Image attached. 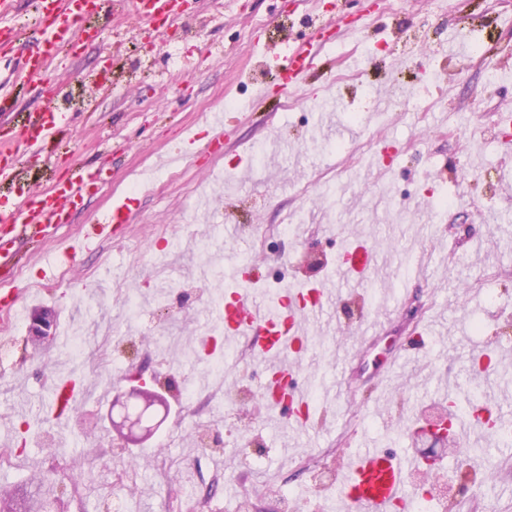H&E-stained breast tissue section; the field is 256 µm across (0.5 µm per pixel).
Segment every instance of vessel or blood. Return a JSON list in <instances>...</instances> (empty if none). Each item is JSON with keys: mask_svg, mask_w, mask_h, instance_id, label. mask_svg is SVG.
<instances>
[{"mask_svg": "<svg viewBox=\"0 0 512 512\" xmlns=\"http://www.w3.org/2000/svg\"><path fill=\"white\" fill-rule=\"evenodd\" d=\"M33 21L40 29L35 41L25 39L27 23L15 15V0H0V65L8 76L36 84L50 82L62 51L79 48L87 39L86 18L92 13L123 12L138 21L142 33L165 40L168 28L181 16L179 0H31ZM316 57L312 49L299 46L285 56L277 71L280 88L297 87ZM67 113L46 106L21 132L19 144H0V175L14 173L21 162L20 148H34L57 127L67 124ZM94 177L82 166H72L67 179L52 193L22 196L13 203L0 202V267L8 266L19 244L45 236L49 229L67 223L69 214L84 200ZM133 197L115 203L84 231L69 236L63 255L68 262L94 246L109 228H121L132 221ZM373 248L359 246L343 250L336 260V272L371 275L377 267ZM238 288L219 312L224 329V346L232 349L246 344L261 358L270 374L271 389L263 390L267 411L291 410L292 426L303 428L313 401L335 402L339 383L324 378L311 386L295 384L296 355L308 342L310 320L337 296L336 284L327 279L318 286L283 288L275 302L257 303L252 281L239 275ZM417 461L410 455H390L376 449L356 454L344 470L336 495L338 512H391L393 505L408 497L407 474Z\"/></svg>", "mask_w": 512, "mask_h": 512, "instance_id": "vessel-or-blood-1", "label": "vessel or blood"}]
</instances>
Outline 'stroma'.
I'll return each mask as SVG.
<instances>
[{
	"label": "stroma",
	"instance_id": "obj_1",
	"mask_svg": "<svg viewBox=\"0 0 512 512\" xmlns=\"http://www.w3.org/2000/svg\"><path fill=\"white\" fill-rule=\"evenodd\" d=\"M311 11L334 18L339 35L298 88L280 89L260 72L310 39ZM423 19L432 49L418 62L404 48ZM91 23L111 39L62 54L54 88L18 85L0 112V141L16 139L57 91L73 116L19 177L0 178V199L51 190L73 164L97 173L82 208L46 241L53 250L124 197L127 172L151 169L156 153L180 147L194 163L154 171L127 237L105 239L65 274L43 281L22 247L0 277V289L31 287L56 331L86 345L35 353L28 326L0 322L10 339L0 445L17 438L19 417L33 424L26 454L0 466V485L48 475L59 512H113L118 497L136 499L137 512H167L174 486L201 512H277L283 493L293 512H327L333 494L315 489L310 469L378 448L420 457L407 484L432 512H512V445L482 434L484 464L463 484L466 455L432 436L477 366L485 404L512 426V385L497 378L499 352L512 353V237L500 231L512 221V137L500 134L512 126V0H191L165 42L139 43L108 72L105 57L114 40L129 41L133 22L108 14ZM368 44L383 50L365 64ZM423 64L441 75L427 97L414 92ZM382 89L392 111L376 108ZM228 99L237 107L215 155L202 109ZM330 177L344 194L304 195L306 183ZM440 190L464 201L439 221L430 195ZM291 213L292 235L281 229ZM365 239L379 271L361 292L373 306L397 305L396 315L345 359L338 342L352 339L354 322L339 292L312 322L325 347H306L296 373L302 385L316 374L345 379L355 409L318 406L304 431L276 427L260 399L268 373L250 348L198 349L235 288L228 269L247 265L265 301L295 276L319 281L342 247ZM135 367L158 398L145 438L115 428ZM70 374L85 390L61 428L48 396Z\"/></svg>",
	"mask_w": 512,
	"mask_h": 512
}]
</instances>
